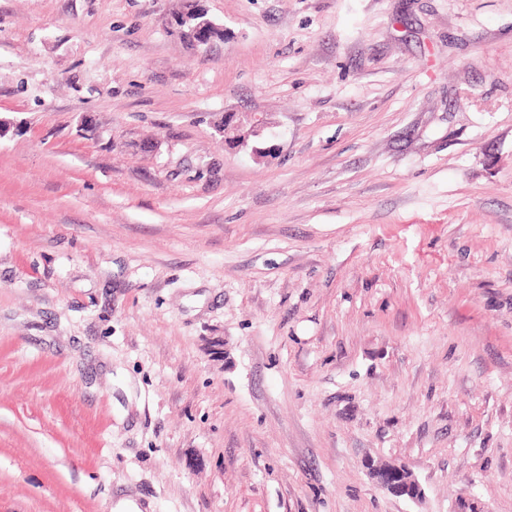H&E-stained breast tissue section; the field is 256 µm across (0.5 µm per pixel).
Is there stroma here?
Wrapping results in <instances>:
<instances>
[{"instance_id": "obj_1", "label": "stroma", "mask_w": 512, "mask_h": 512, "mask_svg": "<svg viewBox=\"0 0 512 512\" xmlns=\"http://www.w3.org/2000/svg\"><path fill=\"white\" fill-rule=\"evenodd\" d=\"M178 2L0 0V512H512V0ZM265 125L263 117L254 113L228 112L224 114V128L221 133L226 145L248 147L252 138L261 135ZM367 466L372 478L388 493L417 501L423 498L424 490L410 470L388 461H370Z\"/></svg>"}]
</instances>
